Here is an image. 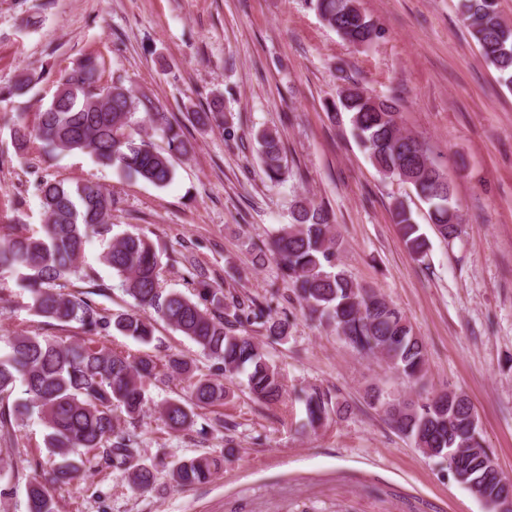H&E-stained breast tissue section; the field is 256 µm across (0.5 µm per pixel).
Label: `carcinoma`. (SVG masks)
<instances>
[{"label": "carcinoma", "instance_id": "1", "mask_svg": "<svg viewBox=\"0 0 512 512\" xmlns=\"http://www.w3.org/2000/svg\"><path fill=\"white\" fill-rule=\"evenodd\" d=\"M327 26L356 46L373 43L379 36L375 23L358 7L357 0H309ZM459 11L485 60L512 88V25L500 15L497 0H459ZM102 63L87 56L65 72L56 94L33 122L20 116L13 122L16 148L27 151L40 144L45 153L84 152L104 166H115L127 176L156 187L174 178L173 158L193 150L179 122L146 96L127 88L121 77L112 85H100ZM34 77L20 76L0 89V101L28 93ZM339 104L373 165L380 173L414 187L429 204V219L438 236L452 241L461 233L453 203L451 183L432 158L430 148L402 131L392 99L365 94L357 84L339 91ZM144 112L141 121L135 120ZM191 121L201 126L224 127L222 97L207 107L191 110ZM161 133L167 148L155 149L147 130ZM258 154L265 174L277 181L283 174V146L277 133H256ZM44 214L40 230L21 232L0 242V272L16 275V284L30 297V310L47 324L76 323L87 335L79 344L53 336L13 333L7 351L0 355V440L13 442L14 425L38 414L48 429L46 447L59 462L43 483H28V512H57L48 485L67 483L84 469L95 466L97 457L127 474L138 488L154 483V468L136 464L141 454L139 417L147 404L146 384L182 377L190 382V403L168 399L159 406L164 425L173 432L196 424L197 408L224 403V384L197 375L192 360L181 353L162 356L145 351H116L97 344L95 337L115 332L149 345L154 322L161 320L194 342L226 377H246L254 398L266 407L282 402L286 393L279 368L270 361L263 343L250 333L258 327L270 343L288 338V315L274 316L271 309L243 294L224 293L202 273L189 272L194 297L162 288L161 256L149 238L136 232L112 233V211L118 200L94 182L66 184L41 179L37 183ZM410 255L421 260L429 250L411 213L399 202L394 207ZM102 243L101 262L120 280L124 294L135 309L114 313L93 299L107 286L96 282L80 265L86 244ZM342 241L333 233L328 212L307 199L294 202L290 222L282 224L268 247L257 248L255 259L265 262L272 254L292 293L310 316L334 328L344 343L362 355L381 354L388 367L409 381L425 375L426 346L411 324L382 295L364 287L339 267ZM90 284L88 290L65 291L74 282ZM24 387V399H12L16 384ZM369 405L383 410L391 425L429 457H448L462 466L469 479L495 482L499 472L492 466L477 415L470 400L458 401L442 391L402 408L396 399L372 387ZM303 426L325 427L349 411L330 391L309 386L301 391ZM126 414L121 424L115 411ZM465 444L481 452L455 459L453 449ZM225 455H202L172 467L170 479L181 487L209 481L223 466Z\"/></svg>", "mask_w": 512, "mask_h": 512}]
</instances>
